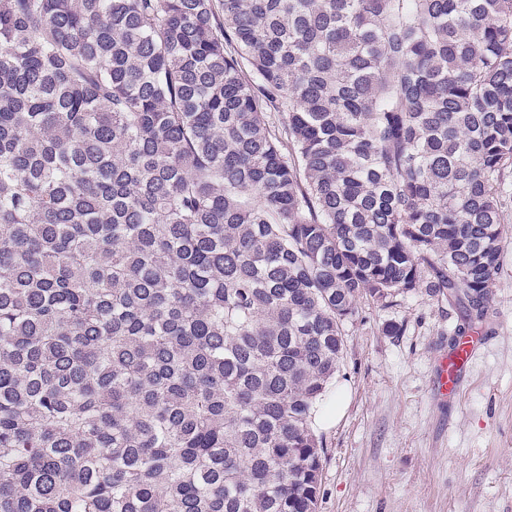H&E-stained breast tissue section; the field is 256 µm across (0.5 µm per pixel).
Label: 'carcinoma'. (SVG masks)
I'll list each match as a JSON object with an SVG mask.
<instances>
[{"mask_svg": "<svg viewBox=\"0 0 512 512\" xmlns=\"http://www.w3.org/2000/svg\"><path fill=\"white\" fill-rule=\"evenodd\" d=\"M512 0H0V512H315L366 299L483 320Z\"/></svg>", "mask_w": 512, "mask_h": 512, "instance_id": "cac0c4a2", "label": "carcinoma"}]
</instances>
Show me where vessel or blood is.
<instances>
[{"label": "vessel or blood", "mask_w": 512, "mask_h": 512, "mask_svg": "<svg viewBox=\"0 0 512 512\" xmlns=\"http://www.w3.org/2000/svg\"><path fill=\"white\" fill-rule=\"evenodd\" d=\"M482 346L480 334L469 332L457 338L451 351L436 359L434 396L438 403L448 406L460 401L462 385L475 372Z\"/></svg>", "instance_id": "b4317fda"}]
</instances>
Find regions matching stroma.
Segmentation results:
<instances>
[{"label":"stroma","instance_id":"1","mask_svg":"<svg viewBox=\"0 0 512 512\" xmlns=\"http://www.w3.org/2000/svg\"><path fill=\"white\" fill-rule=\"evenodd\" d=\"M358 309L315 428L316 512H512V241L482 323L489 343L459 405L435 403L431 373L462 306L420 289Z\"/></svg>","mask_w":512,"mask_h":512}]
</instances>
